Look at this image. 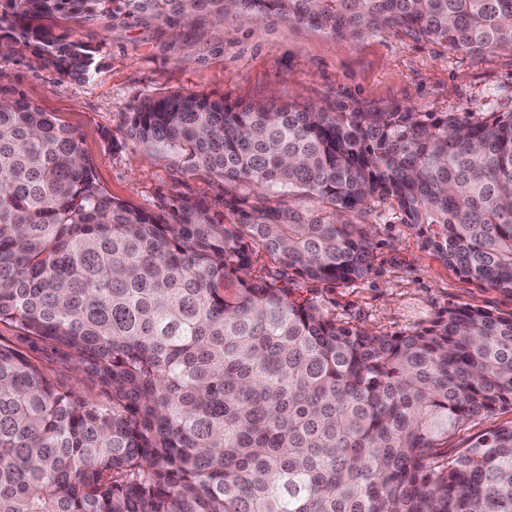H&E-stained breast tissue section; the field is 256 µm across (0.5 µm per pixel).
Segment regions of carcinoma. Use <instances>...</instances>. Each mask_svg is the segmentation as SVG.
<instances>
[{"label": "carcinoma", "instance_id": "carcinoma-1", "mask_svg": "<svg viewBox=\"0 0 512 512\" xmlns=\"http://www.w3.org/2000/svg\"><path fill=\"white\" fill-rule=\"evenodd\" d=\"M202 12L512 49V0H0V53L86 80L94 55L53 21ZM127 123L182 175L216 179L236 224L183 192L157 212L112 196L76 129L0 82V512H512V425L440 450L512 409V314L451 307L371 335L288 287L290 271L365 277L370 239L344 217L393 201L446 266L512 294V111L473 122L180 93L137 100ZM234 190L242 194H250L251 197L257 196L264 202L272 206L288 207L289 205L295 208L302 209H313L317 207L316 203H314L313 201H309L308 199L304 198L302 195L296 192L288 194V191H280L277 189L263 191L262 189L255 188L252 186L249 187L245 185L236 186ZM512 423V409L499 411L491 416H482L466 421L455 434L448 438V449L465 448L468 442L490 428L510 425Z\"/></svg>", "mask_w": 512, "mask_h": 512}]
</instances>
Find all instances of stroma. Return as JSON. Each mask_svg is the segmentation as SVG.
<instances>
[{"label": "stroma", "instance_id": "obj_1", "mask_svg": "<svg viewBox=\"0 0 512 512\" xmlns=\"http://www.w3.org/2000/svg\"><path fill=\"white\" fill-rule=\"evenodd\" d=\"M97 68L66 81L35 65L29 51L0 55V74L42 109L75 128L100 185L132 207L158 210L170 196L173 158L126 135L130 105L150 95L198 93L251 104L271 101L341 112L464 114L473 121L512 110V50L472 57L406 29L339 39L278 18L224 24L203 38L195 24L104 29L73 24ZM373 243L368 275L352 284L293 279V287L337 323L375 334L429 325L461 305L512 313V294L465 278L424 245L396 203L352 216Z\"/></svg>", "mask_w": 512, "mask_h": 512}]
</instances>
